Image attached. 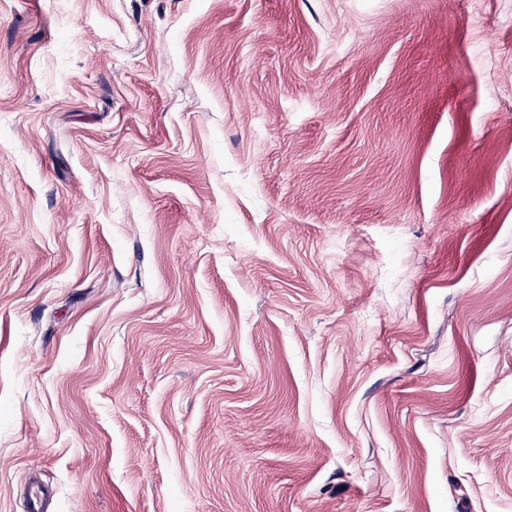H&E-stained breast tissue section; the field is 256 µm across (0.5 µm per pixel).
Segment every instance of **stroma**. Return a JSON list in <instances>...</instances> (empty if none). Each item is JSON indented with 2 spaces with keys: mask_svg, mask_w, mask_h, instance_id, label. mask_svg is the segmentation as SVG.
Returning <instances> with one entry per match:
<instances>
[{
  "mask_svg": "<svg viewBox=\"0 0 512 512\" xmlns=\"http://www.w3.org/2000/svg\"><path fill=\"white\" fill-rule=\"evenodd\" d=\"M512 512V0H0V512Z\"/></svg>",
  "mask_w": 512,
  "mask_h": 512,
  "instance_id": "35a3bbf8",
  "label": "stroma"
}]
</instances>
